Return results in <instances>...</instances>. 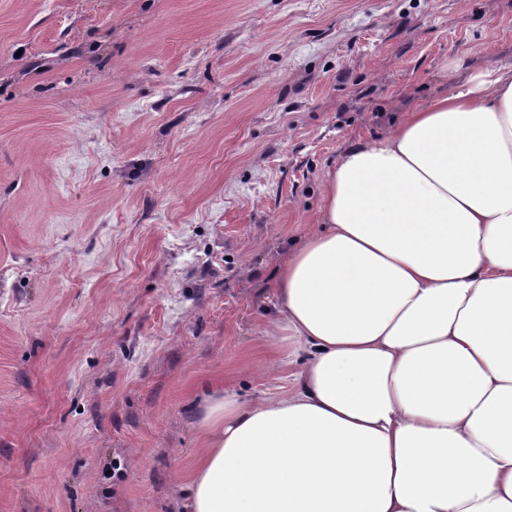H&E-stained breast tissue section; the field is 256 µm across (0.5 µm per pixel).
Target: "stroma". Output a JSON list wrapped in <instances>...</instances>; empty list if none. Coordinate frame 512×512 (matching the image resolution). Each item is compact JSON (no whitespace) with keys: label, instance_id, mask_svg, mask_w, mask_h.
I'll use <instances>...</instances> for the list:
<instances>
[{"label":"stroma","instance_id":"stroma-1","mask_svg":"<svg viewBox=\"0 0 512 512\" xmlns=\"http://www.w3.org/2000/svg\"><path fill=\"white\" fill-rule=\"evenodd\" d=\"M511 61L512 0H0V512H186L322 173Z\"/></svg>","mask_w":512,"mask_h":512}]
</instances>
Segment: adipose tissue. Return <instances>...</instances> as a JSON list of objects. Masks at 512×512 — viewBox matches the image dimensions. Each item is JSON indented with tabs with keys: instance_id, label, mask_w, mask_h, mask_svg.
Instances as JSON below:
<instances>
[{
	"instance_id": "obj_1",
	"label": "adipose tissue",
	"mask_w": 512,
	"mask_h": 512,
	"mask_svg": "<svg viewBox=\"0 0 512 512\" xmlns=\"http://www.w3.org/2000/svg\"><path fill=\"white\" fill-rule=\"evenodd\" d=\"M274 290L288 388L195 409L190 512H512V62L350 146Z\"/></svg>"
}]
</instances>
